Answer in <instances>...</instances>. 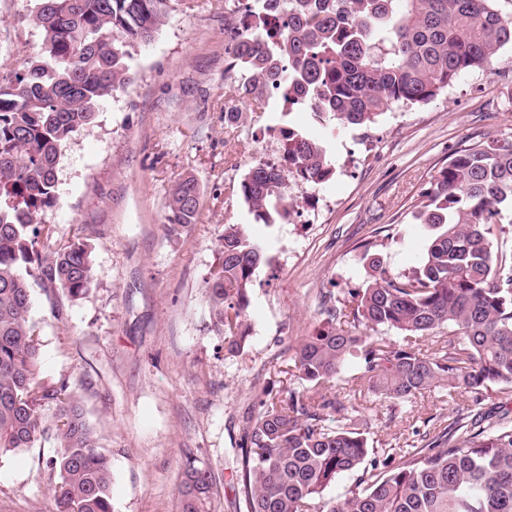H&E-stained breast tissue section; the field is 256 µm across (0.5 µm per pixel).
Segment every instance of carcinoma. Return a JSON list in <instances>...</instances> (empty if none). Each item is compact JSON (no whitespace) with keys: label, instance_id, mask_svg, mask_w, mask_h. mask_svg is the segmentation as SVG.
<instances>
[{"label":"carcinoma","instance_id":"obj_1","mask_svg":"<svg viewBox=\"0 0 512 512\" xmlns=\"http://www.w3.org/2000/svg\"><path fill=\"white\" fill-rule=\"evenodd\" d=\"M172 0H39L31 21L37 55L0 85V457L44 439L55 455L56 512H112L110 459L65 379L41 377L29 322L28 278L38 271L71 299L93 283V250L75 237L44 260L40 212L55 198V172L73 133L90 125L100 101L135 82L128 64L152 40ZM494 0H224V111L292 93L314 116L367 129L394 105L427 104L464 73L512 46V17ZM282 167L260 163L238 186L265 224L288 220L291 181L328 183L326 147L294 130ZM201 189L187 176L169 198V223L199 220ZM416 219L434 230L418 264L395 274L374 244L363 246V284L324 300V325L295 349L300 386L277 400L263 391L247 418L237 470V512H512L509 411L457 412L436 448L369 446L356 409L336 401V379L378 401L404 406L440 389L512 395V137L455 151L417 194ZM270 263L245 224H227L218 266L206 281L224 348L250 336L246 312L255 272ZM392 330L398 342L370 336ZM433 336L434 343L421 341ZM370 478L342 496L343 476ZM216 476L187 461L180 512H213Z\"/></svg>","mask_w":512,"mask_h":512}]
</instances>
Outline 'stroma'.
I'll return each instance as SVG.
<instances>
[{
    "instance_id": "obj_1",
    "label": "stroma",
    "mask_w": 512,
    "mask_h": 512,
    "mask_svg": "<svg viewBox=\"0 0 512 512\" xmlns=\"http://www.w3.org/2000/svg\"><path fill=\"white\" fill-rule=\"evenodd\" d=\"M35 4L0 0L2 84L41 45L29 20ZM129 66L136 82L102 100L94 122L64 146L55 198L40 215L50 229L41 255L83 236L94 247V282L73 300L31 279L39 370L80 394L112 461V512H179L189 456L216 475L215 512H235L231 485L246 419L265 387L296 386L292 356L320 326L325 295L363 281L361 244L374 242L394 272L414 266L429 235L413 217L418 192L454 151L483 135L512 136V47L431 103L392 107L367 131L259 105L230 118L224 0H174ZM288 127L322 139L337 173L322 186L293 185L288 222L258 224L228 187L253 166L277 162ZM187 176L202 189L200 219L175 229L167 204ZM228 224L251 225L270 259L255 274L251 335L235 357L205 288ZM476 405L498 402L434 391L393 412L378 407L373 445L433 447L454 407ZM52 453L42 441L0 458V512H54L45 471Z\"/></svg>"
}]
</instances>
